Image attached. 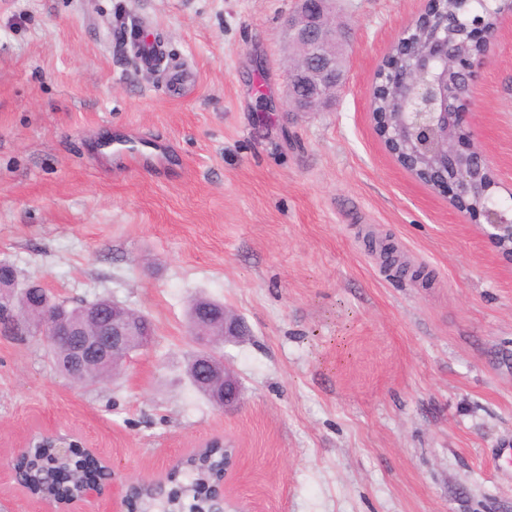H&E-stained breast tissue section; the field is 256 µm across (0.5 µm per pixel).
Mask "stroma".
<instances>
[{
    "label": "stroma",
    "instance_id": "1",
    "mask_svg": "<svg viewBox=\"0 0 512 512\" xmlns=\"http://www.w3.org/2000/svg\"><path fill=\"white\" fill-rule=\"evenodd\" d=\"M428 0H334L341 93L285 105L294 0H0V261L71 304L113 298L155 340L81 386L0 335V512L39 427L85 436L117 480L235 444L226 512H512V263L402 168L370 114L376 73ZM160 38L143 69L120 21ZM472 125L512 204V10ZM136 147L139 167L121 145ZM249 335L222 411L190 384L191 299Z\"/></svg>",
    "mask_w": 512,
    "mask_h": 512
}]
</instances>
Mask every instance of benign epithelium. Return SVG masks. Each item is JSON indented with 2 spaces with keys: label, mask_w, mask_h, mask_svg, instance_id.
I'll return each instance as SVG.
<instances>
[{
  "label": "benign epithelium",
  "mask_w": 512,
  "mask_h": 512,
  "mask_svg": "<svg viewBox=\"0 0 512 512\" xmlns=\"http://www.w3.org/2000/svg\"><path fill=\"white\" fill-rule=\"evenodd\" d=\"M486 9L499 4L509 9V0H459L469 19L465 30L469 38L488 47L495 31L471 20L475 9L471 2ZM298 10L288 16L285 28L290 43L323 48L296 61L288 71L286 104L296 112H315L336 98L342 84L343 70L336 59L334 46L350 39V32L337 24L329 13L331 0H298ZM486 56L475 55L460 63L461 81L448 84V38L436 32L426 49L408 56L406 68L410 80L402 108L387 112L377 133L387 151L407 171L423 179L433 189L449 195L450 202L474 223L485 225L488 239L499 255L512 263V206H503L489 194L487 179L495 178L493 167L482 147L475 141L470 122L473 89ZM483 202L474 213L472 201ZM25 293L32 295L28 306H15L10 291L0 292V324L12 328L14 336H39L51 348L62 352L69 365L81 367L91 359L112 360L114 369L121 368L131 348L148 347L154 336L146 318L127 315V306L109 298L94 306H83L84 323L77 325L66 310L67 302L52 296L40 281L27 284ZM192 335L199 351L200 380L216 392V405L222 410L237 408L242 401V385L237 373L215 349L239 343L248 336L243 320L221 309L213 319H205L197 310L190 316ZM48 448L66 458L71 448L86 447L72 433L48 430L36 433ZM224 479L217 488L212 512H224V483L237 463V451L224 444ZM104 469L102 478L84 483L80 491L66 499H39L44 512H84V506L107 497L118 499L124 506L133 501L135 490L157 485L138 477L117 481L109 459L88 451Z\"/></svg>",
  "instance_id": "7a95c632"
}]
</instances>
